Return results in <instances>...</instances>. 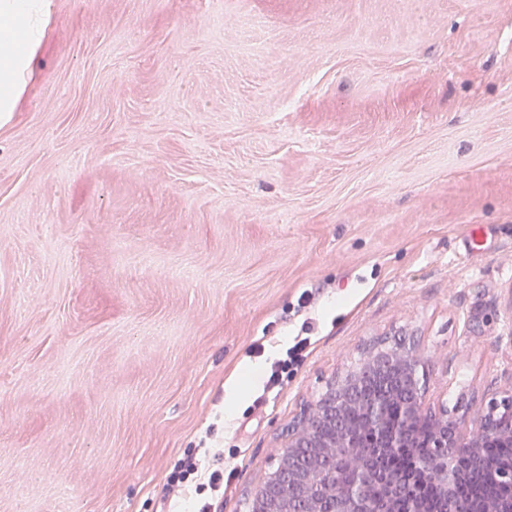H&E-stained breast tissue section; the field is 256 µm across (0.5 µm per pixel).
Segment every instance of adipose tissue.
<instances>
[{
    "mask_svg": "<svg viewBox=\"0 0 512 512\" xmlns=\"http://www.w3.org/2000/svg\"><path fill=\"white\" fill-rule=\"evenodd\" d=\"M52 0H0V123H7L45 33Z\"/></svg>",
    "mask_w": 512,
    "mask_h": 512,
    "instance_id": "ef3b65f1",
    "label": "adipose tissue"
}]
</instances>
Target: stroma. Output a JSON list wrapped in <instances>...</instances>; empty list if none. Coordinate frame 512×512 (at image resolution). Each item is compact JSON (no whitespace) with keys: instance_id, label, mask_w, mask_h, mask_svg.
Returning a JSON list of instances; mask_svg holds the SVG:
<instances>
[{"instance_id":"obj_1","label":"stroma","mask_w":512,"mask_h":512,"mask_svg":"<svg viewBox=\"0 0 512 512\" xmlns=\"http://www.w3.org/2000/svg\"><path fill=\"white\" fill-rule=\"evenodd\" d=\"M399 337L431 412L512 396V0H54L0 126V512H188L202 444L247 512ZM297 338H295L294 344L286 350L285 358L278 360L272 367L271 374L266 381L267 389L277 387L282 381L283 374L288 376V370L299 363L305 356L303 353L310 345L309 338L303 337L296 340ZM202 448H190L184 452L181 458H178L168 476L166 491L168 494L185 492L188 488H193L196 500L193 512H211L213 509V500L224 491V471L214 469L209 473H203L200 460L197 455Z\"/></svg>"}]
</instances>
